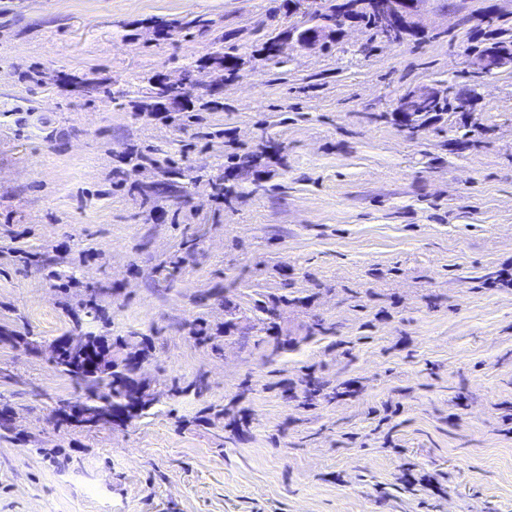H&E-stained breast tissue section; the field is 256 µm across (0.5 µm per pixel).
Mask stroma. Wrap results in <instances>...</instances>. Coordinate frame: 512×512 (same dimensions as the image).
<instances>
[{
    "mask_svg": "<svg viewBox=\"0 0 512 512\" xmlns=\"http://www.w3.org/2000/svg\"><path fill=\"white\" fill-rule=\"evenodd\" d=\"M488 9L512 37V0H424L421 42L349 23L277 64L264 42L309 24L288 0H0V332L145 341L160 395L61 424L72 382L0 344V512H512V66L417 135L392 112L459 82ZM189 66L188 96L152 98ZM201 319L233 322L223 351ZM309 375L328 397L285 399Z\"/></svg>",
    "mask_w": 512,
    "mask_h": 512,
    "instance_id": "obj_1",
    "label": "stroma"
}]
</instances>
